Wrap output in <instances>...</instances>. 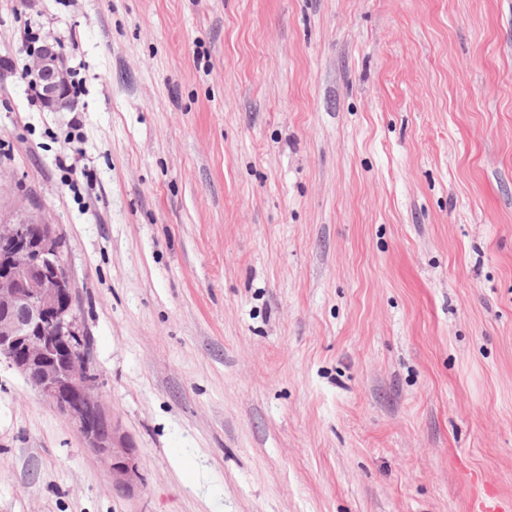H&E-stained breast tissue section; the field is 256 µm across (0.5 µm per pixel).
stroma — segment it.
Returning <instances> with one entry per match:
<instances>
[{
    "mask_svg": "<svg viewBox=\"0 0 512 512\" xmlns=\"http://www.w3.org/2000/svg\"><path fill=\"white\" fill-rule=\"evenodd\" d=\"M0 59L144 478L2 363L0 512H512V0H0ZM29 73L41 85L45 107L61 110L70 105L69 77L56 46L46 44L31 53Z\"/></svg>",
    "mask_w": 512,
    "mask_h": 512,
    "instance_id": "obj_1",
    "label": "stroma"
}]
</instances>
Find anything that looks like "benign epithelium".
I'll use <instances>...</instances> for the list:
<instances>
[{
    "mask_svg": "<svg viewBox=\"0 0 512 512\" xmlns=\"http://www.w3.org/2000/svg\"><path fill=\"white\" fill-rule=\"evenodd\" d=\"M29 73L46 107L70 105L69 77L56 46L31 53ZM32 385L68 419L109 472L113 491L131 496L143 486L135 448L112 421L100 396L74 313L60 240L44 218L28 213L0 224V362Z\"/></svg>",
    "mask_w": 512,
    "mask_h": 512,
    "instance_id": "7a95c632",
    "label": "benign epithelium"
}]
</instances>
